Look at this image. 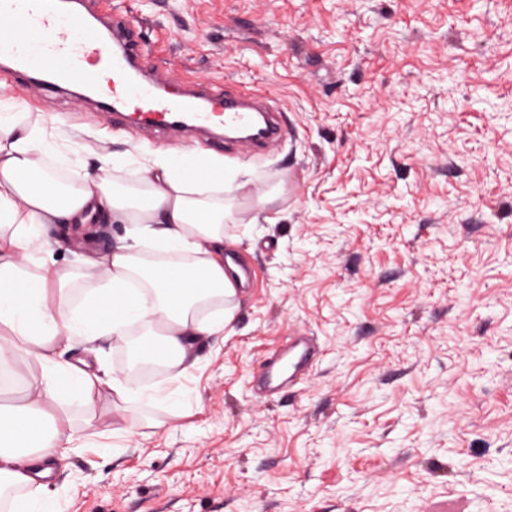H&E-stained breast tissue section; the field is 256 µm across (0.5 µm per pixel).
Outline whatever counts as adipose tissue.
Masks as SVG:
<instances>
[{
	"label": "adipose tissue",
	"instance_id": "ef3b65f1",
	"mask_svg": "<svg viewBox=\"0 0 512 512\" xmlns=\"http://www.w3.org/2000/svg\"><path fill=\"white\" fill-rule=\"evenodd\" d=\"M59 145L28 113L0 116V363L24 355L40 367L26 391L0 406V487L48 477L76 448L112 398L126 397L120 373L97 374L83 359L56 358L60 338L85 345L125 339L132 325L155 337L144 354L173 377L188 373L194 342L223 334L240 281L224 267L223 162L191 150L157 153L141 186L120 191L108 166L66 186L52 162ZM108 216L131 225L130 240L85 260L95 288L74 299L73 271L58 267L42 237L46 224H86ZM36 272H24L26 264ZM214 302L210 316L200 306ZM80 397L87 415L75 429L64 406Z\"/></svg>",
	"mask_w": 512,
	"mask_h": 512
}]
</instances>
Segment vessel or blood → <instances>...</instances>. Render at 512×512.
Listing matches in <instances>:
<instances>
[{
  "label": "vessel or blood",
  "instance_id": "1",
  "mask_svg": "<svg viewBox=\"0 0 512 512\" xmlns=\"http://www.w3.org/2000/svg\"><path fill=\"white\" fill-rule=\"evenodd\" d=\"M0 13L10 18L9 24L0 26V49L8 51L18 72H26L33 63L44 85L82 86L94 67L109 69L116 76L109 111L118 116L129 107L139 108L138 120L144 129L177 131L216 125L244 129L261 113L263 132L244 140V147L277 142L288 133L278 117L267 114L259 95L216 84L175 97L162 95L158 84L143 73L139 27L126 15H114L111 28L102 36L65 0H0ZM316 355L313 337L305 330L290 329L287 342L278 345L255 374L257 390L263 397H274L305 376Z\"/></svg>",
  "mask_w": 512,
  "mask_h": 512
}]
</instances>
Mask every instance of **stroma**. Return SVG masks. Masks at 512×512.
<instances>
[{
  "instance_id": "35a3bbf8",
  "label": "stroma",
  "mask_w": 512,
  "mask_h": 512,
  "mask_svg": "<svg viewBox=\"0 0 512 512\" xmlns=\"http://www.w3.org/2000/svg\"><path fill=\"white\" fill-rule=\"evenodd\" d=\"M143 24L178 83L269 97L288 137L261 154L113 126L97 100L0 65V114L108 157L223 161L251 267L195 364L138 380L50 479L56 512H512V0H97ZM278 200L258 207L255 195ZM49 224L71 267L124 241ZM320 358L278 397L252 377L289 329Z\"/></svg>"
}]
</instances>
